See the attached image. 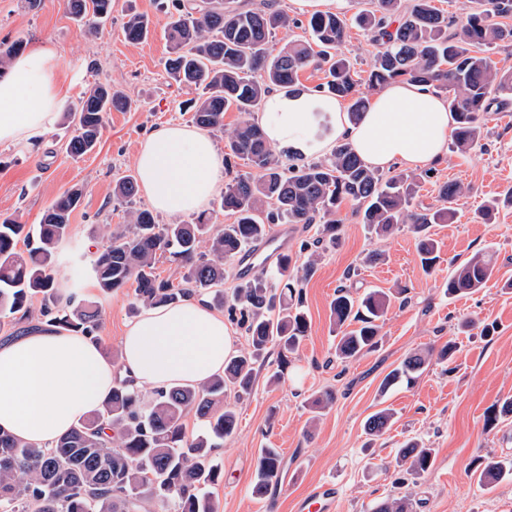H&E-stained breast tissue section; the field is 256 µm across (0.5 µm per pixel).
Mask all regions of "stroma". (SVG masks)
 <instances>
[{
	"instance_id": "35a3bbf8",
	"label": "stroma",
	"mask_w": 512,
	"mask_h": 512,
	"mask_svg": "<svg viewBox=\"0 0 512 512\" xmlns=\"http://www.w3.org/2000/svg\"><path fill=\"white\" fill-rule=\"evenodd\" d=\"M159 0H113L112 19L96 30L79 27L64 0H0V42L23 39L26 44L51 42L59 51L67 105L98 79L123 91L131 106L107 113L97 148L82 157L66 154L69 135L57 126L40 154H20L0 147V216L32 225L65 191L82 187L80 206L72 213V238L58 252L59 271L70 273L76 260H90L101 249L106 225L128 221L129 207L112 199L114 180L135 171L143 133L171 121H190L182 108L192 90L171 80L164 61L169 45L164 37L167 17ZM153 21L150 36L140 42L125 38L122 23L128 9ZM414 201L421 210L438 203L443 182L465 189L451 224L429 229L441 247L440 259L424 272L412 225L390 234H371L352 201H344L337 217L340 238L323 251L315 271L303 283L310 328L284 381L268 384L277 367L276 351L256 364L253 393L238 402L236 433L215 449L214 462L223 481L212 489L218 512H296L310 487L324 480L339 487L336 512H372L376 502L394 495L395 451L416 439L435 451V462L412 488L413 512H512V480L482 485L471 472L474 460L490 456L512 460V413L501 414L512 398V104L491 110L479 146L467 152L449 148L447 158L433 166ZM501 204L490 219L478 211L492 198ZM485 252L494 274L478 292L448 297L444 285L451 262H463ZM378 252L384 259L368 262ZM89 307L98 315L105 354L119 357V340L126 321L134 318L133 288L109 293L96 288L91 277L81 281ZM360 294L373 288L402 287L405 306H391L383 318L378 347L347 365L334 356L336 327L330 303L338 287ZM474 321L461 331L463 321ZM455 342L450 363L431 365L410 387L387 392L379 387L385 376L410 353ZM333 392L329 407L316 409L315 397ZM392 409L395 422L378 440L363 430L376 410ZM499 412L495 426L489 413ZM279 449L284 472L265 499L252 496L250 484L261 449Z\"/></svg>"
}]
</instances>
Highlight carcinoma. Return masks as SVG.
I'll return each mask as SVG.
<instances>
[{"instance_id":"1","label":"carcinoma","mask_w":512,"mask_h":512,"mask_svg":"<svg viewBox=\"0 0 512 512\" xmlns=\"http://www.w3.org/2000/svg\"><path fill=\"white\" fill-rule=\"evenodd\" d=\"M375 7L356 17L379 45L367 77L357 78L352 64L338 53L348 37V20L335 13L310 17L311 40L293 41L280 52L268 49L274 31L298 25L269 4H240L237 0H172L166 36L170 43L165 70L180 85L201 91L191 101L195 123L224 131V163L240 159L258 175H237L224 187L221 208L235 217L215 231L207 218L192 224H158L148 209L134 212L132 224L118 225L107 245L90 260L98 288L112 292L135 283L136 300L143 306L179 302L192 294L214 293L230 321L244 329L248 347L224 365V374L195 389L171 386L145 401L127 382L112 388L101 409L80 420L52 449L19 441L0 430V512H217L211 493L204 491L223 479L213 461L217 441L232 436L237 416L224 400L251 393L255 363L270 348L278 350L272 381L281 378L290 357L309 330L303 310L301 277L291 258L280 259L277 277L265 274L240 281L231 297L221 292L226 265L269 235L276 224H316V235L302 249L318 252L339 240L336 213L345 200L358 204L362 223L378 236L400 224H413L420 233L417 251L424 270L437 259V243L429 234L433 224H450L455 204L463 195L457 182L439 185L443 205L434 210L411 209L419 177L399 172L383 177L368 167L345 143L329 158L283 166L272 153L262 129L251 114L275 87L296 86L299 73L313 66L324 72L321 92L349 101L355 120L365 109L359 82L377 90L402 79L429 84L448 92V109L455 116L453 144L465 152L481 140L492 105L512 100V72L499 69L489 49L512 41V26L495 18L512 17V0H477V6L454 21L435 0H374ZM66 9L80 26L94 29L111 19L112 0H66ZM397 22L389 29V21ZM150 18L131 11L123 31L129 41L148 38ZM24 48L20 39L0 45V69ZM130 107L129 99L106 81L95 82L71 111L65 123L73 126L66 150L81 157L97 145L104 115ZM236 111L240 121L224 130V113ZM137 181L125 175L115 181L112 196L130 202ZM83 190L74 186L60 195L35 226L12 218L0 220V320L28 312L34 297L42 296L43 316L74 332L93 334L94 312L74 296L61 300L52 287V267L59 246L70 235V215L80 205ZM23 244L25 250L18 249ZM167 254L178 262L176 279L155 272L157 257ZM494 266L483 253L457 265L448 277V296L477 292L492 277ZM390 295L369 290L353 297L346 288L336 291L331 314L342 332L336 359L348 362L372 351L380 341L379 321ZM432 352L406 358L382 381L381 390L406 381L431 359ZM189 413L205 426V433L187 438L183 419ZM393 414L382 409L368 417L365 432L379 438L390 428ZM433 449L410 439L398 449L395 469L401 486L417 479L433 464ZM486 486L512 478V464L484 458L474 464ZM282 457L277 448L260 450L251 493L262 499L280 480ZM410 495L377 502L373 512H409Z\"/></svg>"}]
</instances>
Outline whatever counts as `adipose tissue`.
Masks as SVG:
<instances>
[{
    "label": "adipose tissue",
    "mask_w": 512,
    "mask_h": 512,
    "mask_svg": "<svg viewBox=\"0 0 512 512\" xmlns=\"http://www.w3.org/2000/svg\"><path fill=\"white\" fill-rule=\"evenodd\" d=\"M61 58L39 43L13 57L0 76V147L31 152L54 131L65 97ZM329 114L333 131L316 138L314 112ZM257 120L278 150L330 154L345 141L371 167L416 170L448 150L454 120L430 86L398 81L368 96L359 121L342 103L308 89H272ZM139 188L158 213L178 218L204 210L224 189V155L206 131L185 122L153 128L136 158ZM235 328L202 297L142 308L120 340L118 361L90 336L41 321L0 344V428L49 449L74 424L101 408L120 376L145 393L174 384L200 386L224 371L236 349Z\"/></svg>",
    "instance_id": "1"
}]
</instances>
